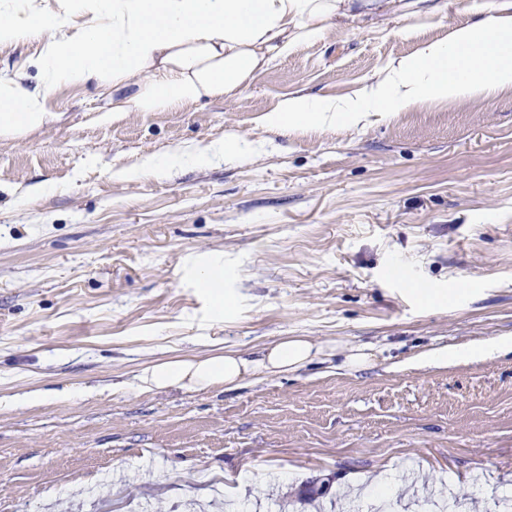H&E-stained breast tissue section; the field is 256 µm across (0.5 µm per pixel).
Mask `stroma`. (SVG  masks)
Listing matches in <instances>:
<instances>
[{"instance_id": "1", "label": "stroma", "mask_w": 512, "mask_h": 512, "mask_svg": "<svg viewBox=\"0 0 512 512\" xmlns=\"http://www.w3.org/2000/svg\"><path fill=\"white\" fill-rule=\"evenodd\" d=\"M359 16L237 97L107 118L87 87L0 135V512H498L512 489V95L363 124L271 126L471 21ZM236 135L232 157L210 153ZM154 168H143L146 157ZM281 336L330 362L233 391H143L146 366ZM371 347L350 370L348 348ZM512 353V341L505 338H490L478 344L459 350L451 349L449 355L454 360L477 359L496 356L501 352Z\"/></svg>"}]
</instances>
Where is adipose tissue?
<instances>
[{"label": "adipose tissue", "instance_id": "obj_1", "mask_svg": "<svg viewBox=\"0 0 512 512\" xmlns=\"http://www.w3.org/2000/svg\"><path fill=\"white\" fill-rule=\"evenodd\" d=\"M472 13L473 22L450 30L447 41L421 43L413 56L390 62L347 97L288 96L270 124H357L372 112L512 91V0H479ZM351 14L350 0H24L20 7L0 0V47H38L27 63L0 71V133L43 125L48 95L70 85L94 86L116 117L236 97L272 60L322 40ZM510 351L511 340L490 338L461 350H430L417 360L444 366ZM332 354L309 337L283 336L252 359L230 350L154 364L139 375V387L230 391Z\"/></svg>", "mask_w": 512, "mask_h": 512}]
</instances>
